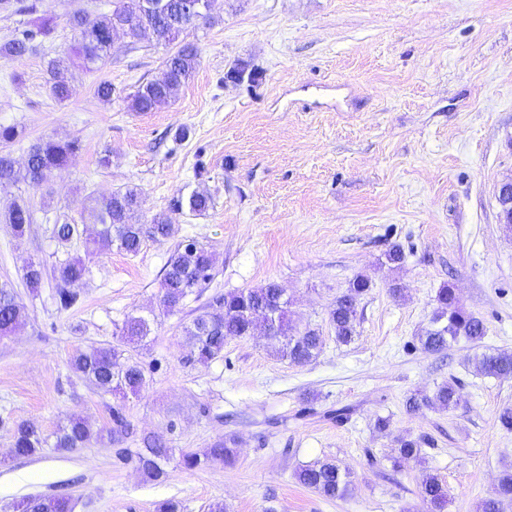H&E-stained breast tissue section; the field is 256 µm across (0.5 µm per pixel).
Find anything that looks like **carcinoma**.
Returning <instances> with one entry per match:
<instances>
[{
	"label": "carcinoma",
	"mask_w": 512,
	"mask_h": 512,
	"mask_svg": "<svg viewBox=\"0 0 512 512\" xmlns=\"http://www.w3.org/2000/svg\"><path fill=\"white\" fill-rule=\"evenodd\" d=\"M112 13L102 17L89 14H75L70 19L75 31L72 53L85 70L100 69L110 57L112 34L121 29L133 39L139 38L141 30L150 28L159 41L172 43L180 35L199 28L212 20L209 11L200 9L195 13L183 11V0H115ZM55 18L43 15L37 18V32H28L23 37H14L0 43V58L22 56L34 49V36H49L54 30ZM65 60L59 58L49 63L51 75L50 91L58 100L69 95V88L61 76ZM199 64L198 51L192 44H184L169 54L164 62L163 77L140 84L128 96L129 108L133 112H153L168 106L176 99L180 89L192 77ZM23 137V130L15 125H0V149L7 148ZM78 150L74 142H63L51 138L32 143L27 150L26 174L34 185L49 180L55 173L64 170L70 158ZM18 171L8 153L0 152V188L16 183ZM212 196L206 190L193 192L186 201L178 200L174 206L187 207L193 214H203L210 208ZM144 205L140 188L129 186L112 193L95 213L100 224V241L128 254L140 252L145 239L169 237L174 233L167 219L156 216L151 223L140 222L138 216ZM35 221L30 206L19 201L0 218V222L11 227L17 235L24 234ZM52 234L59 244L66 246L80 238L82 232L77 224H55ZM216 255L201 247L194 240L178 242L171 252L163 277L160 281V307L166 314L178 308L185 299L194 295L199 288L214 277ZM89 269L79 257L67 259L53 268L57 281L56 302L62 310H68L79 301V295L72 286L82 281ZM45 274L40 263L31 262L24 272L26 286L37 289ZM370 289V281L362 276L350 282L346 292L337 297L329 310V323L336 340L347 344L356 334L357 303ZM437 308L431 326L417 337L421 349L439 352L460 337L472 343H479L486 335L484 322L468 312L451 286L439 290L436 296ZM26 317V309L12 288L0 287V336L9 335ZM157 316L130 314L120 328V336L129 344L145 341L152 333ZM264 327L270 338L280 344L278 354L291 363L304 365L320 352L323 336L313 329L304 331L297 328L289 301L283 288L274 281L242 291L216 295L185 326L189 339L187 360L200 364L208 363L224 353V342L228 337L250 335L256 328ZM72 371L83 375L93 386L104 393L141 392L147 384L144 366L125 355L124 351L112 347L94 348L80 353L69 361ZM478 372L491 377H512V353L500 351L482 353L475 357ZM460 401V386L452 381L440 385L433 396L410 398L409 408L418 410L423 406L436 405L452 409ZM54 447L73 450L82 446L90 437V430L79 417H72L54 433ZM46 438L41 430L31 424H20L14 431L13 453L18 457L35 454ZM422 440L401 439L394 449V462L419 457ZM235 441L226 438L214 443L203 453L183 451L178 465L194 470L210 462L221 461L230 465L235 460ZM173 457L172 449L159 438L146 437L143 448L136 453L138 468L149 481H158L167 476L165 466ZM298 482L326 498L343 496L350 485L349 474L340 469L336 461L325 458L300 469L296 473ZM420 494L432 512H441L448 503V486L438 476L421 475ZM505 501H512V473L503 474L492 495L482 501V512H500ZM19 512H72L70 500L64 496H29L18 504Z\"/></svg>",
	"instance_id": "cac0c4a2"
}]
</instances>
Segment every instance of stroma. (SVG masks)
Returning a JSON list of instances; mask_svg holds the SVG:
<instances>
[{
  "mask_svg": "<svg viewBox=\"0 0 512 512\" xmlns=\"http://www.w3.org/2000/svg\"><path fill=\"white\" fill-rule=\"evenodd\" d=\"M41 9L54 16L53 33L0 58V125L24 131L11 148L19 170L39 139L79 150L46 183L23 177L0 189V213L22 200L37 217L21 237L0 224V285L27 311L0 337V512L57 493L73 512H157L172 497L184 512L217 501L226 512H427L426 470L448 486L445 512H480L512 470V431L498 420L512 407V379L474 367L481 353L512 352V228L497 202L512 178V0H214L212 23L187 37L200 58L194 75L156 112L128 108L169 51L150 35H115L102 69L69 67L71 95L55 99L48 63L71 51L70 14H106L112 0H41ZM238 63L255 70L254 84L227 79ZM102 80L114 87L107 102L94 92ZM182 126L190 136L180 142ZM132 185L145 196L141 222L164 216L174 237L147 240L135 255L114 246L89 254L80 239L58 246L54 222L95 233L92 208ZM202 189L213 197L205 214L172 210L173 199ZM185 238L215 252L213 280L159 316L144 345L125 348L146 369L144 390L97 391L70 358L119 345L128 314L158 309L167 259ZM395 245L404 261L393 268L385 255ZM76 256L89 272L75 286L79 302L61 310L52 269ZM31 260L47 270L34 294L24 280ZM358 276L370 289L345 345L328 312ZM269 281L284 288L299 326L321 334L314 360L290 363L259 330L228 338L208 364L186 362L183 329L213 296ZM446 284L487 333L431 353L416 338ZM453 379L455 408L407 409L411 395ZM342 407L348 417L332 419ZM116 410L130 425L120 439L108 434ZM71 415L91 429L82 448L12 454L18 424L48 435ZM381 417L390 423L382 433ZM146 434L178 452L231 437L235 461L195 470L172 461L164 482L149 483L135 461ZM402 438L423 439L421 459L393 463ZM324 457L349 471L344 497L297 481Z\"/></svg>",
  "mask_w": 512,
  "mask_h": 512,
  "instance_id": "1",
  "label": "stroma"
}]
</instances>
